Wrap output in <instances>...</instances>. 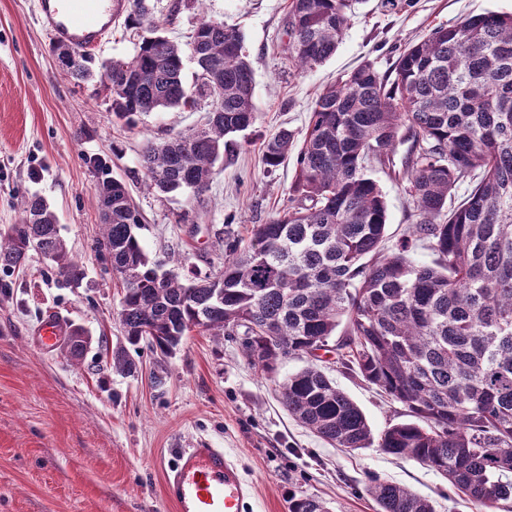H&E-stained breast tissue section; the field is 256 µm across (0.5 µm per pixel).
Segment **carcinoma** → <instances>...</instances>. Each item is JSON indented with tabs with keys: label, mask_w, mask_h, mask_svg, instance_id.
<instances>
[{
	"label": "carcinoma",
	"mask_w": 512,
	"mask_h": 512,
	"mask_svg": "<svg viewBox=\"0 0 512 512\" xmlns=\"http://www.w3.org/2000/svg\"><path fill=\"white\" fill-rule=\"evenodd\" d=\"M352 2L289 0L286 34L298 68L336 52ZM131 20L150 36L131 59H108L98 71L113 115L128 126L141 113L196 103L183 81L185 51L159 32L146 0H134ZM243 41L233 25L199 21L189 46L198 96L211 99L208 121L146 144L147 187L202 194L234 136L253 125L254 74ZM67 53L72 78L93 76L88 56ZM400 141L410 147L398 167ZM292 153L291 205L229 246L219 275L189 282L161 276L124 183L106 158L83 156L97 180V257L129 277L117 313L127 343L171 356L193 326L240 337L247 361L267 374L283 359L333 352L412 420L374 434L317 355L279 384L289 416L332 446L417 460L476 512H497L512 501V14L440 25L405 47L388 73L369 61L356 67L317 97L301 142L288 129L265 141L269 168ZM377 164L413 204L414 222L391 249L385 198L371 176ZM463 183L469 189L458 199ZM419 249L432 261H419ZM33 250L62 284L84 279L55 212L37 196L25 202L21 223L0 232V268L25 267ZM82 335L75 327L62 341L76 363L90 347ZM112 369L131 374L137 366L118 350ZM372 494L380 512H435L401 485L378 482ZM289 512L328 510L301 498Z\"/></svg>",
	"instance_id": "obj_1"
}]
</instances>
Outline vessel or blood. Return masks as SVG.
<instances>
[{"mask_svg":"<svg viewBox=\"0 0 512 512\" xmlns=\"http://www.w3.org/2000/svg\"><path fill=\"white\" fill-rule=\"evenodd\" d=\"M125 0H38V19L53 40L84 52L98 47ZM164 493L178 512H246L254 489L220 448H191L165 472Z\"/></svg>","mask_w":512,"mask_h":512,"instance_id":"vessel-or-blood-1","label":"vessel or blood"}]
</instances>
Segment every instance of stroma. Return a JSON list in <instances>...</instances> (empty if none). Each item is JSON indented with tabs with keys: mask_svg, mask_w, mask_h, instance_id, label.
<instances>
[{
	"mask_svg": "<svg viewBox=\"0 0 512 512\" xmlns=\"http://www.w3.org/2000/svg\"><path fill=\"white\" fill-rule=\"evenodd\" d=\"M166 36L185 45L201 19L239 27L255 73L256 121L214 166L202 194L147 190L140 152L201 126L205 109L137 116L126 127L108 110L96 81L77 82L59 66L36 17V0H0V229L19 223L27 197L46 198L84 280L59 287L48 262L0 269V512H176L164 475L188 448H221L254 485L252 512H289L291 500H324L330 512H377L376 482L408 487L436 512L473 505L427 466L371 447L336 448L293 420L278 385L307 364L283 360L275 375L248 363L236 336L192 332L175 356L126 346L117 318L119 277L96 258V179L82 157L110 159L144 218L138 234L151 260L189 278L219 273L228 238L248 237L288 203L292 163L270 169L266 139L280 128L304 137L314 102L364 62L388 72L400 51L438 25L488 12L512 13V0H357L343 41L326 62L297 69L285 34L288 0H149ZM127 15L112 24L108 47L92 54L130 58L143 36ZM374 178L387 202V242L411 222V204L382 169ZM84 327L93 343L80 362L45 344L48 319ZM126 347L134 374L113 372L111 352ZM326 374L363 411L374 433L407 421L405 408L329 364Z\"/></svg>",
	"mask_w": 512,
	"mask_h": 512,
	"instance_id": "obj_1",
	"label": "stroma"
}]
</instances>
